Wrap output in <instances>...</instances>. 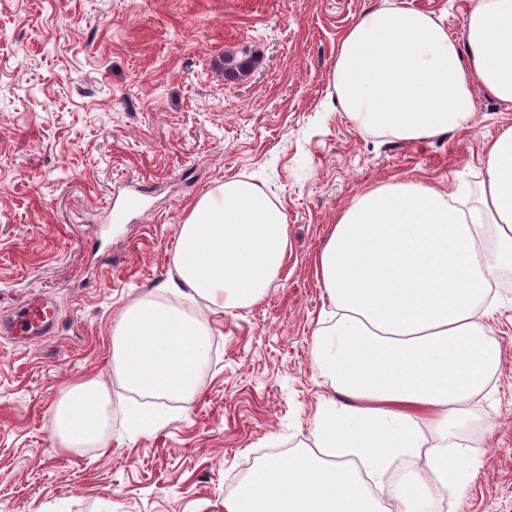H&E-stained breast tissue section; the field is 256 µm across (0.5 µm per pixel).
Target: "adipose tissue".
Instances as JSON below:
<instances>
[{
    "mask_svg": "<svg viewBox=\"0 0 512 512\" xmlns=\"http://www.w3.org/2000/svg\"><path fill=\"white\" fill-rule=\"evenodd\" d=\"M512 102V0H468L463 38L401 6L364 14L343 35L334 90L362 128L424 140L468 127L474 87ZM284 212L253 184L230 180L190 205L174 264L191 293L224 310L262 298L281 266ZM334 322L316 330L313 359L333 395L311 446L258 464L224 512H386L395 459L418 468L399 484L404 512L462 491L472 475L457 426L496 373L500 343L487 319L492 289L512 269V129L490 142L477 204L423 182L378 186L344 210L317 259ZM206 327L145 300L112 328L125 385L153 396L130 413L159 426L158 399L191 395L209 357ZM110 398L98 380L67 387L52 412L61 448L103 444Z\"/></svg>",
    "mask_w": 512,
    "mask_h": 512,
    "instance_id": "obj_1",
    "label": "adipose tissue"
}]
</instances>
